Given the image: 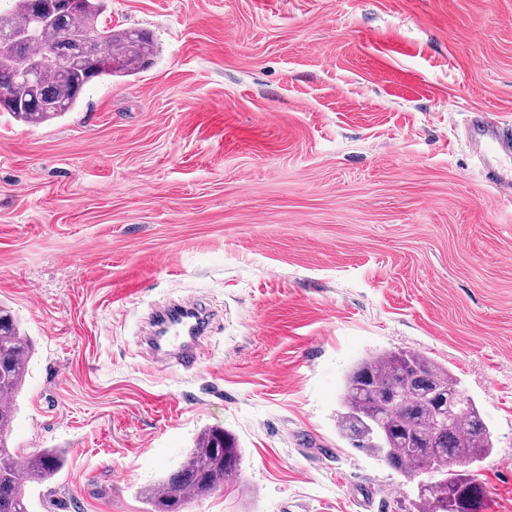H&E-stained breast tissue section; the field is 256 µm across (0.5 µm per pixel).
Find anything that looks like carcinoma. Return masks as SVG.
I'll list each match as a JSON object with an SVG mask.
<instances>
[{
    "mask_svg": "<svg viewBox=\"0 0 512 512\" xmlns=\"http://www.w3.org/2000/svg\"><path fill=\"white\" fill-rule=\"evenodd\" d=\"M0 11V34L23 33L21 56L55 50L58 64L34 79L18 60H0V112L39 126L73 111L94 80L131 76L154 54L149 36L114 30L104 21L108 0H74L68 11L57 0H11ZM32 342L8 307L0 304V512H31L28 485L43 484L63 466L60 449L22 454L9 444L16 400L28 375ZM339 415L341 433L353 446L411 476L439 473L420 486L430 512H484L486 489L468 466L493 448V437L475 401L448 369L412 349L385 351L358 363L347 375ZM235 437L205 429L179 467L141 494L150 512H181L238 477Z\"/></svg>",
    "mask_w": 512,
    "mask_h": 512,
    "instance_id": "obj_1",
    "label": "carcinoma"
}]
</instances>
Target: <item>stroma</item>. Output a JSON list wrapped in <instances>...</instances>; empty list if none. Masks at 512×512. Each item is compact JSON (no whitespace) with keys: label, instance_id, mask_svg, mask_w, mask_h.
<instances>
[{"label":"stroma","instance_id":"35a3bbf8","mask_svg":"<svg viewBox=\"0 0 512 512\" xmlns=\"http://www.w3.org/2000/svg\"><path fill=\"white\" fill-rule=\"evenodd\" d=\"M157 45L38 125L0 114V303L34 342L11 440L64 450L32 512H148L204 429L231 487L186 512H428L339 435L346 373L448 366L512 512V201L463 128L512 125V0H110ZM214 313L193 370L155 362L154 306Z\"/></svg>","mask_w":512,"mask_h":512}]
</instances>
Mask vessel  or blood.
Masks as SVG:
<instances>
[{
  "instance_id": "1",
  "label": "vessel or blood",
  "mask_w": 512,
  "mask_h": 512,
  "mask_svg": "<svg viewBox=\"0 0 512 512\" xmlns=\"http://www.w3.org/2000/svg\"><path fill=\"white\" fill-rule=\"evenodd\" d=\"M466 139L481 164L486 182L500 197L512 200V168L503 163L504 158L512 156V128L477 117L467 128ZM205 322L206 315L200 307L184 304L178 318L168 319L163 330L164 342L155 346V354L160 360L194 368Z\"/></svg>"
}]
</instances>
